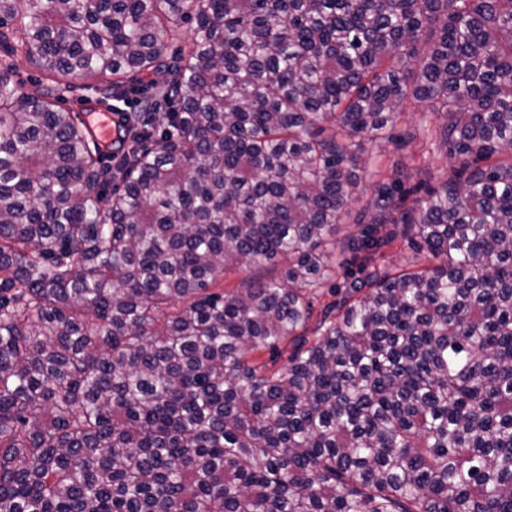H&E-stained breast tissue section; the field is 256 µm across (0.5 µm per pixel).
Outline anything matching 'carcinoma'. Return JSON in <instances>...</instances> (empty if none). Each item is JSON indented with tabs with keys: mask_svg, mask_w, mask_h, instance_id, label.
Wrapping results in <instances>:
<instances>
[{
	"mask_svg": "<svg viewBox=\"0 0 512 512\" xmlns=\"http://www.w3.org/2000/svg\"><path fill=\"white\" fill-rule=\"evenodd\" d=\"M0 48V512H512V0H0ZM411 101L452 178L351 211ZM70 81L73 84V88L71 89V91L64 94L60 98V104L66 109H70L73 112L79 113L83 119L89 120V122L92 120V117L90 115L91 113H93L95 123L99 116V113H110L112 112V104H118L115 101L111 100L102 103H95V101H93L92 111L87 112L85 109L89 106L90 103H88L86 100L87 97L92 94L83 88V85L85 83L84 79L79 76H76L73 77ZM388 267H404L417 269L428 266L430 259L426 250L414 248L411 243L398 241L394 246L385 249V257L381 260Z\"/></svg>",
	"mask_w": 512,
	"mask_h": 512,
	"instance_id": "carcinoma-1",
	"label": "carcinoma"
}]
</instances>
